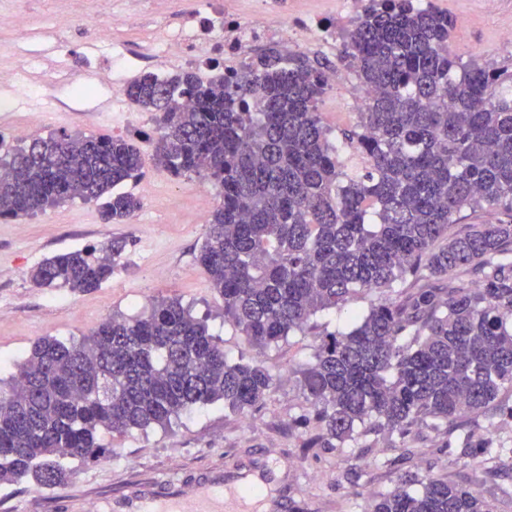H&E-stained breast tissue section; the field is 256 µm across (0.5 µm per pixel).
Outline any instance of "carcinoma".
Returning a JSON list of instances; mask_svg holds the SVG:
<instances>
[{"instance_id":"carcinoma-1","label":"carcinoma","mask_w":512,"mask_h":512,"mask_svg":"<svg viewBox=\"0 0 512 512\" xmlns=\"http://www.w3.org/2000/svg\"><path fill=\"white\" fill-rule=\"evenodd\" d=\"M454 20L414 0H370L341 60L375 91L356 125L331 137L317 103L326 64L272 45L228 78L145 72L126 97L154 113V158L209 180L221 197L196 254L224 299V321L255 348L302 332L317 312L361 291H398L346 332L327 333L296 370L315 433L303 451L422 426L453 436L467 419L512 426V68L448 51ZM124 137L35 135L0 151V218L81 197L119 224L142 206L117 187L141 176ZM485 206L509 219L469 224ZM128 241L43 259L38 288L89 292L107 282ZM260 360L229 361L208 326L177 298L136 317L112 314L89 335L37 341L0 383V484L65 485L60 458L112 452L101 432L165 428L195 407L244 414L274 388ZM465 464L491 474L512 448L463 443ZM370 512H494L468 485L409 476Z\"/></svg>"}]
</instances>
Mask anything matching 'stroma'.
<instances>
[{
    "label": "stroma",
    "mask_w": 512,
    "mask_h": 512,
    "mask_svg": "<svg viewBox=\"0 0 512 512\" xmlns=\"http://www.w3.org/2000/svg\"><path fill=\"white\" fill-rule=\"evenodd\" d=\"M198 0H170L165 14L141 12L129 21L128 0H0V12L27 11L28 26L17 32L0 28V70L13 69L14 49L39 56L41 65L28 70L27 82L49 83L55 105L41 117L37 133L127 137L144 142L154 134L149 112H115L111 105L120 89L102 83L100 72L110 61L95 46L97 31L85 13L100 12L114 42L139 57L124 81L145 72L171 74L170 64L151 55L167 32L177 30L194 14ZM437 10L456 20L448 49L462 61L512 65V0L487 9L484 0H433ZM68 13L75 23L65 43L52 30L56 16ZM153 185L155 198L122 224H107L98 201L72 198L22 221L0 219V379H8L33 343L45 336L69 342L80 339L105 317L140 315L149 300L175 297L205 319L228 359L263 358L274 374L293 371L311 361L320 337L343 332L371 304L391 300V293L371 291L358 299L318 312L306 332L288 336L278 346L257 351L224 322V301L209 284L195 255L210 220L197 194L209 189L198 177H174L146 159L141 181L127 182L125 191L141 195ZM127 238L131 247L112 278L95 291L35 287L31 268L46 256ZM310 404L295 380L277 383L248 415L216 403L192 409L165 429L150 428L123 436L102 432L111 457L97 462L67 461L69 484L45 489L22 480L0 485V512H110L112 501L151 487L191 491L214 469L230 475L269 471L271 484L249 493L248 512H266L280 499L303 512H367L372 498L392 490L408 475L442 476L471 484L491 500L495 512H512V474L493 477L465 465L460 442L446 444L444 435L421 428L405 440L404 449L385 437L370 435L357 448H317L303 453L312 427L305 419Z\"/></svg>",
    "instance_id": "35a3bbf8"
}]
</instances>
